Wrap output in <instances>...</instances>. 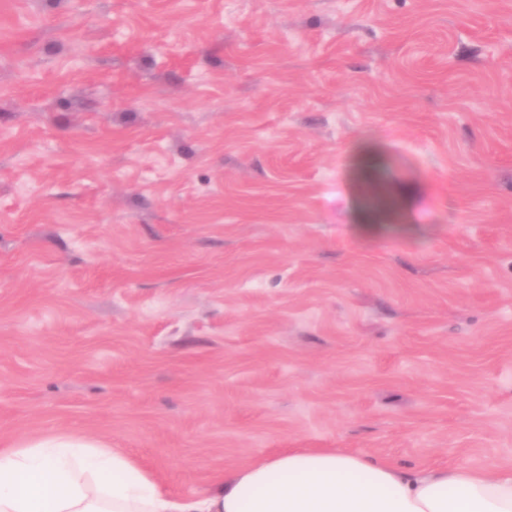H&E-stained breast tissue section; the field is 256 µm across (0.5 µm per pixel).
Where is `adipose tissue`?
I'll return each instance as SVG.
<instances>
[{"instance_id":"1","label":"adipose tissue","mask_w":512,"mask_h":512,"mask_svg":"<svg viewBox=\"0 0 512 512\" xmlns=\"http://www.w3.org/2000/svg\"><path fill=\"white\" fill-rule=\"evenodd\" d=\"M0 512H512V468L407 470L336 448L295 449L174 499L120 449L59 434L0 448Z\"/></svg>"}]
</instances>
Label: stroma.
Here are the masks:
<instances>
[{
    "instance_id": "1",
    "label": "stroma",
    "mask_w": 512,
    "mask_h": 512,
    "mask_svg": "<svg viewBox=\"0 0 512 512\" xmlns=\"http://www.w3.org/2000/svg\"><path fill=\"white\" fill-rule=\"evenodd\" d=\"M70 431L512 467V0H0V445Z\"/></svg>"
}]
</instances>
